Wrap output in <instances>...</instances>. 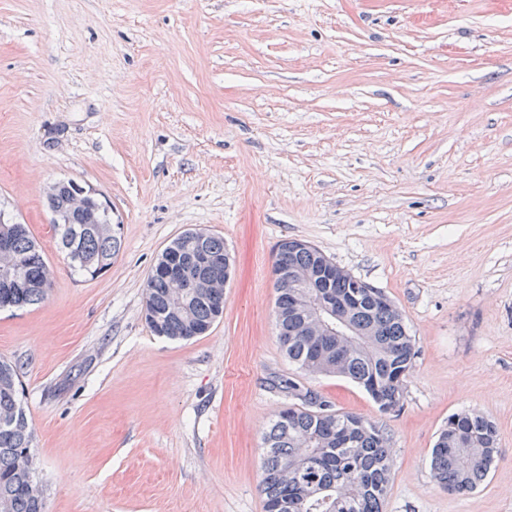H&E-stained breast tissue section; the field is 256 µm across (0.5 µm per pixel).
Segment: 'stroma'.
<instances>
[{
  "label": "stroma",
  "instance_id": "1",
  "mask_svg": "<svg viewBox=\"0 0 512 512\" xmlns=\"http://www.w3.org/2000/svg\"><path fill=\"white\" fill-rule=\"evenodd\" d=\"M100 193L122 245L72 271L45 205ZM0 209L44 250L46 299L0 311L45 512H264L281 379L380 422L382 512H512V0H0ZM189 228L234 256L224 313L145 322L157 256ZM384 292L415 340L400 410L289 363L277 244ZM499 430L468 494L435 480L451 414Z\"/></svg>",
  "mask_w": 512,
  "mask_h": 512
}]
</instances>
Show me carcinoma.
Returning a JSON list of instances; mask_svg holds the SVG:
<instances>
[{"instance_id":"1","label":"carcinoma","mask_w":512,"mask_h":512,"mask_svg":"<svg viewBox=\"0 0 512 512\" xmlns=\"http://www.w3.org/2000/svg\"><path fill=\"white\" fill-rule=\"evenodd\" d=\"M71 184L62 186L47 203L68 215L58 225L60 245L71 269L90 278L99 276L119 252V233L108 235V206L91 204L86 210L69 211ZM0 234L11 239L22 263L20 274L31 287L22 294L0 292V310L19 309L42 302L51 286L44 253L25 224L0 223ZM204 242L227 260L232 257L218 235L189 230L174 238L157 259H180L186 276L208 282L224 278L190 261ZM324 261L316 247L285 239L277 246L274 271L277 290L276 323L285 354L300 369L344 376L360 385L382 414L403 406L405 379L416 354L403 314L377 288H351L352 277L336 274L316 288L307 287L299 274ZM346 299L352 318L365 330L377 327L382 336H319L305 298ZM193 316V326L182 321ZM224 312V288H203L179 296L165 274L153 271L146 284V321L152 332L170 340H191L205 334ZM16 365L0 359V512H43V502L30 492V479L18 465L19 456L32 449V431L19 396ZM302 407L279 413L263 435L262 485L265 512H382L393 469V450L379 422L340 412L312 390L300 394ZM498 447V428L477 411L448 417L432 448L435 479L451 492L474 491L487 477Z\"/></svg>"}]
</instances>
